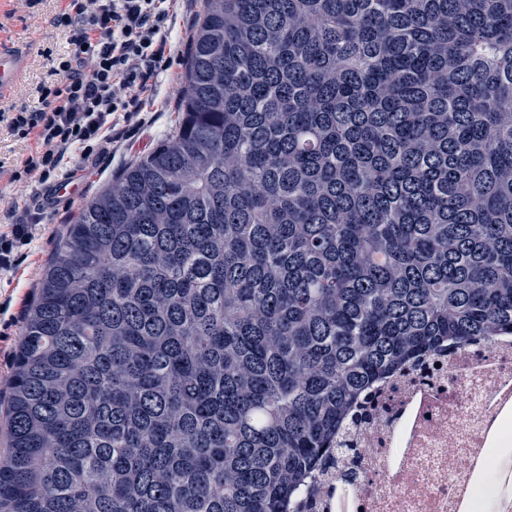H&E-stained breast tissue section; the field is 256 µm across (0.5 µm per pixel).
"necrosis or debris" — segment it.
<instances>
[{
    "label": "necrosis or debris",
    "instance_id": "necrosis-or-debris-1",
    "mask_svg": "<svg viewBox=\"0 0 512 512\" xmlns=\"http://www.w3.org/2000/svg\"><path fill=\"white\" fill-rule=\"evenodd\" d=\"M341 440L314 512H512V335L424 355Z\"/></svg>",
    "mask_w": 512,
    "mask_h": 512
}]
</instances>
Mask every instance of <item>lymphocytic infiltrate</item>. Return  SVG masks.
I'll return each instance as SVG.
<instances>
[{
  "label": "lymphocytic infiltrate",
  "instance_id": "lymphocytic-infiltrate-1",
  "mask_svg": "<svg viewBox=\"0 0 512 512\" xmlns=\"http://www.w3.org/2000/svg\"><path fill=\"white\" fill-rule=\"evenodd\" d=\"M178 0H70L62 24L78 22L71 50L54 72L61 81L37 89L42 107L30 112L0 109V123L14 135L35 136L37 147L11 170L10 179H38L43 204L0 232V271L16 269L18 249L30 244L44 208L57 202V182L72 152L110 154L117 115L132 117L152 104L153 83L174 52L168 23Z\"/></svg>",
  "mask_w": 512,
  "mask_h": 512
}]
</instances>
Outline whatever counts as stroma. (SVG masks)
I'll return each instance as SVG.
<instances>
[{
  "instance_id": "obj_1",
  "label": "stroma",
  "mask_w": 512,
  "mask_h": 512,
  "mask_svg": "<svg viewBox=\"0 0 512 512\" xmlns=\"http://www.w3.org/2000/svg\"><path fill=\"white\" fill-rule=\"evenodd\" d=\"M68 7V0H37L27 7L24 0H0V39L23 45L26 63L17 91L0 99L2 106H39L34 89L41 83L53 82L51 60L66 54L70 48L73 27L55 25L54 20ZM186 77L183 60H174L156 82L157 99L145 123L135 135L134 144H114L111 155L84 160L85 179L71 198L59 199L49 209L44 224L32 243L22 250V263L17 270L0 273V392L7 391L13 373L14 356L21 338L24 315L32 303L30 287L40 285L49 260L83 205L111 183L125 168L151 151L171 130L179 110L173 100L181 92Z\"/></svg>"
}]
</instances>
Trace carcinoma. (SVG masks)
<instances>
[{
  "label": "carcinoma",
  "instance_id": "cac0c4a2",
  "mask_svg": "<svg viewBox=\"0 0 512 512\" xmlns=\"http://www.w3.org/2000/svg\"><path fill=\"white\" fill-rule=\"evenodd\" d=\"M510 332L512 0H203L25 317L0 512H301L376 380Z\"/></svg>",
  "mask_w": 512,
  "mask_h": 512
}]
</instances>
